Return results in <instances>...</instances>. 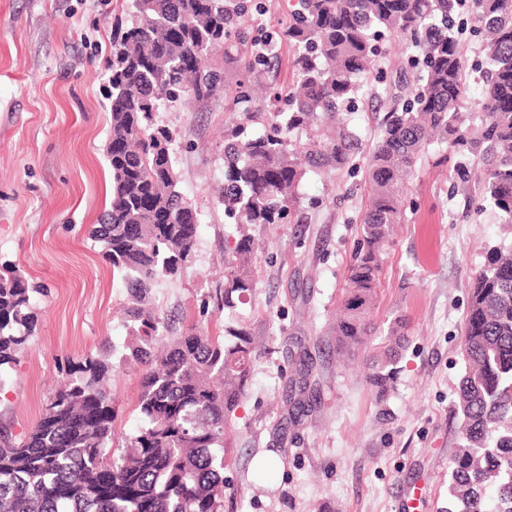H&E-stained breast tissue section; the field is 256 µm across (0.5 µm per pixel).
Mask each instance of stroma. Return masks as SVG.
Wrapping results in <instances>:
<instances>
[{"instance_id": "1", "label": "stroma", "mask_w": 512, "mask_h": 512, "mask_svg": "<svg viewBox=\"0 0 512 512\" xmlns=\"http://www.w3.org/2000/svg\"><path fill=\"white\" fill-rule=\"evenodd\" d=\"M128 20L122 0H0V263L19 266L39 288L33 333L0 387V425L19 437L40 419L68 364L126 339L118 315L125 293L90 231L112 198L105 60L113 22ZM288 58L278 46L252 79L260 114L287 86ZM238 78L227 66L224 95L155 117L174 134L181 190L201 214L191 270L161 283L156 303L177 323L220 328L242 319L262 343L236 412L224 512H403L400 501L416 485L426 489L425 512H445L467 296L489 247L512 235L494 211L479 209L478 179L455 181L431 153L419 161L370 314L371 354L399 346L382 395L367 385L363 363L338 360L325 333L363 232V169L305 178L298 223L258 228L255 306L201 311L224 281V248L234 239L216 202L224 132L240 123L263 130L261 118L244 121L234 106ZM399 319L407 328L398 342L390 328ZM139 383L137 368L112 373L116 443L140 425ZM295 392L298 418L288 401ZM267 453L275 466L262 476L255 462Z\"/></svg>"}]
</instances>
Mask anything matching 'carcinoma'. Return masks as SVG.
<instances>
[{
	"label": "carcinoma",
	"mask_w": 512,
	"mask_h": 512,
	"mask_svg": "<svg viewBox=\"0 0 512 512\" xmlns=\"http://www.w3.org/2000/svg\"><path fill=\"white\" fill-rule=\"evenodd\" d=\"M461 0H297L274 43L286 44L292 67L285 101L273 96L261 133L224 135L219 203L237 226L224 250L218 305L252 302L249 270L261 224L299 219V186L308 174L338 172L364 158L369 193L364 235L349 266L341 315L327 328L336 353L368 347L369 312L380 287L382 254L404 221L406 177L434 150L456 159L466 183L480 167L481 207L512 231V0H469L482 36L480 124H465L467 73L450 24ZM129 25L112 32L108 61L111 126L107 161L112 200L91 231L112 280L125 289L128 343L106 346L68 368L35 426L22 438L0 425V512H224L235 411L246 398L257 356L239 323L212 333L198 321L165 336L156 288L193 263L200 224L179 190L168 129L154 114L183 96L208 101L224 91L218 47L248 43L250 0H126ZM405 37L417 54L411 96L385 113L365 148L350 115L382 77L379 40ZM239 67L236 104L253 118L247 82L256 62L224 54ZM25 273L0 267V367L25 348L34 326ZM464 373L456 392L459 443L448 467V512H512V243L488 249L475 272L461 334ZM396 355L383 351L367 384L383 392ZM137 366L141 425L114 458L117 416L109 380L114 367Z\"/></svg>",
	"instance_id": "obj_1"
}]
</instances>
